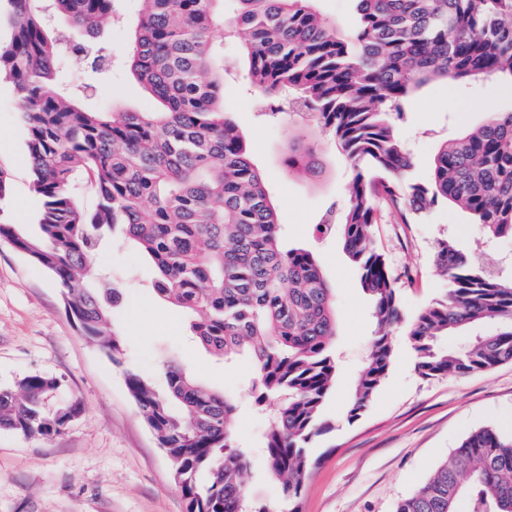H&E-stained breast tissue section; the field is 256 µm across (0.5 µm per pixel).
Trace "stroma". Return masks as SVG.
<instances>
[{
	"mask_svg": "<svg viewBox=\"0 0 512 512\" xmlns=\"http://www.w3.org/2000/svg\"><path fill=\"white\" fill-rule=\"evenodd\" d=\"M114 64L112 81L94 82L81 61L63 65L64 84L86 89L90 106L111 104L152 108L151 99L122 66L129 41L125 23L105 32ZM224 109L246 138L260 167L285 246L313 250L335 295L336 349L341 362L336 386L323 406L332 428L318 437L309 454L311 469L302 488V512H394L471 432L494 426L512 430V363L466 377H423L407 336L408 322L449 288L434 254L439 240L475 252L491 269L512 268V239L491 242L478 225L452 205L441 204L416 223H396L380 208L374 226L380 251L397 278L402 322L392 329L393 357L371 404L355 422L345 417L349 392L365 363L374 325L370 300L339 242L338 230L318 231L323 212L344 206L353 172L331 141L317 138L325 163L322 178L289 174L284 157L294 127L288 118L270 123L254 107L242 77L224 81ZM512 110V85L477 79L466 87L437 81L423 87L396 122L408 144L412 177L430 182L441 142L481 124L490 111ZM25 132L19 103L8 81H0V173L9 192L0 201V220L26 233L38 232L41 203L31 190ZM89 268L112 276L121 293L112 310L124 355L113 364L107 354L78 332L65 310L54 278L25 253L0 241V387L40 373L60 379V393L44 402L46 412L77 399L82 411L64 430L24 437L0 429V512H186L170 461L140 416L124 374L134 371L166 391L165 361L187 366L203 385L235 399L239 414L235 439L249 448L242 479L249 494L281 512L280 483L264 457L271 411L252 405V367L240 359L227 365L193 341L183 314L153 290V268L131 244L104 238Z\"/></svg>",
	"mask_w": 512,
	"mask_h": 512,
	"instance_id": "obj_1",
	"label": "stroma"
}]
</instances>
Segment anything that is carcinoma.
<instances>
[{
    "mask_svg": "<svg viewBox=\"0 0 512 512\" xmlns=\"http://www.w3.org/2000/svg\"><path fill=\"white\" fill-rule=\"evenodd\" d=\"M0 14V79L11 81L25 130L39 232L0 224V241L27 254L61 288L80 334L112 363L122 349L110 306L121 294L95 281L87 259L120 234L154 266L155 292L186 315L190 335L226 361L243 354L255 370V404L277 403L265 436L268 469L282 482L286 512H300L308 448L330 425L322 407L336 380L333 288L313 251L287 248L268 188L245 138L224 112L225 28L241 41L245 77L258 111L276 120L292 107L315 114L288 141V170L324 172L314 130L332 140L353 176L346 205L323 217L340 226L344 253L372 303L376 330L347 403L357 420L385 378L391 328L402 318L397 278L376 245L378 203L409 224L439 202L465 209L489 238L512 239V111L490 112L443 143L433 177L410 176L413 158L396 132L415 91L435 78L512 81V0H355L350 32L316 8L318 0H140L126 67L152 97L147 111L96 108L61 85L64 56L83 60L98 80L112 76L104 28L122 22L116 0H6ZM82 175L97 196L88 212L76 199ZM436 263L451 285L410 321L416 367L459 377L512 361V276L442 240ZM491 334L458 349L436 341L468 324ZM157 392L125 371L131 397L169 458L187 512H275L253 501L240 473L249 450L236 444L235 402L196 383L175 361ZM61 381L30 374L0 388V427L26 437L64 430L78 400L54 414L45 398ZM512 512V433H470L449 461L395 512Z\"/></svg>",
    "mask_w": 512,
    "mask_h": 512,
    "instance_id": "carcinoma-1",
    "label": "carcinoma"
}]
</instances>
